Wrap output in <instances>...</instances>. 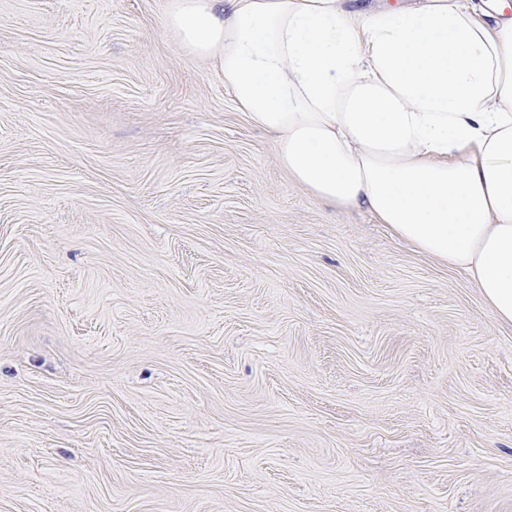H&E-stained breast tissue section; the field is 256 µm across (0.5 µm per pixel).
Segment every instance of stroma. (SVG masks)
<instances>
[{"label":"stroma","mask_w":512,"mask_h":512,"mask_svg":"<svg viewBox=\"0 0 512 512\" xmlns=\"http://www.w3.org/2000/svg\"><path fill=\"white\" fill-rule=\"evenodd\" d=\"M169 3L0 0V512H512V325Z\"/></svg>","instance_id":"stroma-1"}]
</instances>
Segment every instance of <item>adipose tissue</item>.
<instances>
[{"instance_id":"adipose-tissue-1","label":"adipose tissue","mask_w":512,"mask_h":512,"mask_svg":"<svg viewBox=\"0 0 512 512\" xmlns=\"http://www.w3.org/2000/svg\"><path fill=\"white\" fill-rule=\"evenodd\" d=\"M279 165L465 273L512 324V0H172Z\"/></svg>"}]
</instances>
